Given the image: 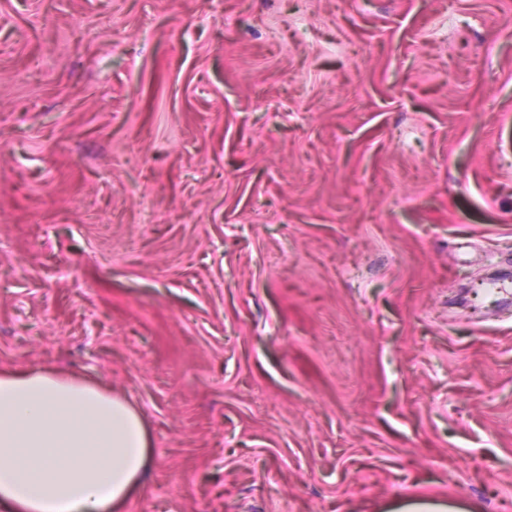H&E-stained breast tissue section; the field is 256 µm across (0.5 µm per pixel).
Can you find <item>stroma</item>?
I'll use <instances>...</instances> for the list:
<instances>
[{
    "instance_id": "1",
    "label": "stroma",
    "mask_w": 512,
    "mask_h": 512,
    "mask_svg": "<svg viewBox=\"0 0 512 512\" xmlns=\"http://www.w3.org/2000/svg\"><path fill=\"white\" fill-rule=\"evenodd\" d=\"M512 0H0V371L143 414L112 512H512Z\"/></svg>"
}]
</instances>
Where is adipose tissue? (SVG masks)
I'll list each match as a JSON object with an SVG mask.
<instances>
[{
    "label": "adipose tissue",
    "mask_w": 512,
    "mask_h": 512,
    "mask_svg": "<svg viewBox=\"0 0 512 512\" xmlns=\"http://www.w3.org/2000/svg\"><path fill=\"white\" fill-rule=\"evenodd\" d=\"M145 466L127 401L52 371L0 372V512H110Z\"/></svg>",
    "instance_id": "1"
}]
</instances>
